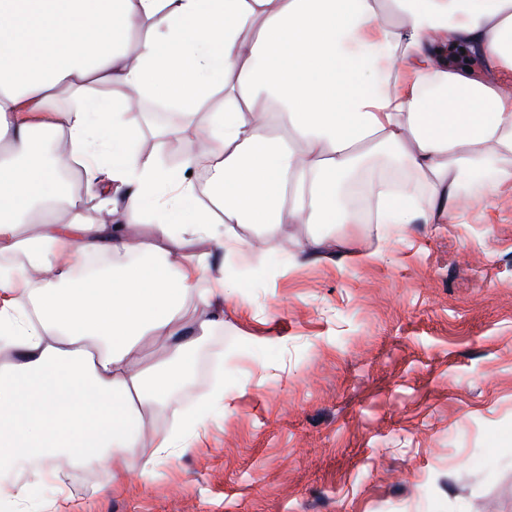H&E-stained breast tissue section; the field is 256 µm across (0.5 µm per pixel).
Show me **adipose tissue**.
<instances>
[{
  "instance_id": "ef3b65f1",
  "label": "adipose tissue",
  "mask_w": 512,
  "mask_h": 512,
  "mask_svg": "<svg viewBox=\"0 0 512 512\" xmlns=\"http://www.w3.org/2000/svg\"><path fill=\"white\" fill-rule=\"evenodd\" d=\"M385 6L396 24L381 22ZM452 46L481 58L485 74L448 66ZM504 70L512 0H0V253L53 273L40 284L0 268V339L16 353L0 367V474L36 465L0 497L34 503L66 463L107 467L124 483L123 451L141 447L144 411L166 403L209 335L210 321L188 330L179 318L189 295L215 302L217 290L196 282L206 247L237 250L235 225L443 224L464 171L498 160L499 183H511ZM118 88L188 116L223 91L207 132L210 206L180 171L141 162ZM271 113L289 139L268 132ZM47 137L70 146L52 164ZM380 153L398 178L380 183L367 211L344 204L340 183ZM104 158L128 189L126 223L153 214L154 244L76 210L69 223L48 221L66 199L56 166L78 163L94 190ZM25 224L40 230L24 234ZM77 242L108 251L111 268L75 278L59 255ZM146 336L166 346L149 365L139 362Z\"/></svg>"
}]
</instances>
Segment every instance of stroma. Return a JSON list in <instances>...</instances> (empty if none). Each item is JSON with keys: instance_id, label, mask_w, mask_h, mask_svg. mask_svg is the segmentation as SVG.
I'll return each instance as SVG.
<instances>
[{"instance_id": "obj_1", "label": "stroma", "mask_w": 512, "mask_h": 512, "mask_svg": "<svg viewBox=\"0 0 512 512\" xmlns=\"http://www.w3.org/2000/svg\"><path fill=\"white\" fill-rule=\"evenodd\" d=\"M484 181L455 222L338 224L303 265L307 225H237L223 314L126 482L66 469L79 512H512V184ZM180 434H173L160 440L151 453L145 458L142 467V477L148 478L152 475L153 469L159 459L175 454L182 448Z\"/></svg>"}]
</instances>
